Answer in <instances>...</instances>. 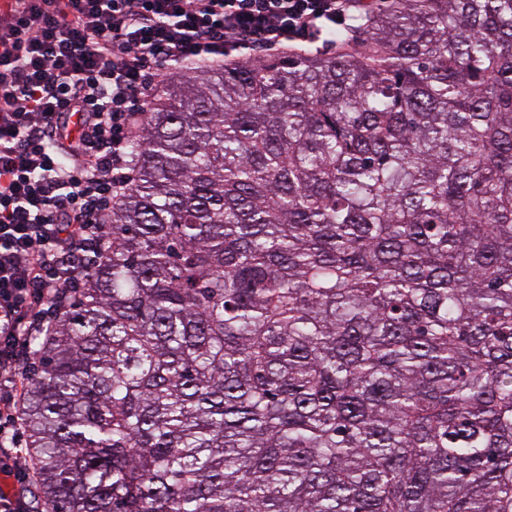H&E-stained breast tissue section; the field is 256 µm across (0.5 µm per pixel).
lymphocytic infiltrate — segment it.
I'll list each match as a JSON object with an SVG mask.
<instances>
[{
  "label": "lymphocytic infiltrate",
  "instance_id": "obj_1",
  "mask_svg": "<svg viewBox=\"0 0 512 512\" xmlns=\"http://www.w3.org/2000/svg\"><path fill=\"white\" fill-rule=\"evenodd\" d=\"M364 0H15L0 16V447L44 308L133 183L129 138L178 69L314 44Z\"/></svg>",
  "mask_w": 512,
  "mask_h": 512
}]
</instances>
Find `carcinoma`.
<instances>
[{
	"mask_svg": "<svg viewBox=\"0 0 512 512\" xmlns=\"http://www.w3.org/2000/svg\"><path fill=\"white\" fill-rule=\"evenodd\" d=\"M148 101L31 341L35 512H512V0Z\"/></svg>",
	"mask_w": 512,
	"mask_h": 512,
	"instance_id": "obj_1",
	"label": "carcinoma"
}]
</instances>
